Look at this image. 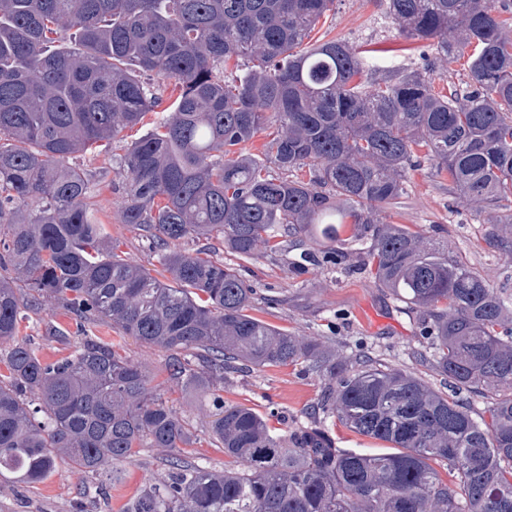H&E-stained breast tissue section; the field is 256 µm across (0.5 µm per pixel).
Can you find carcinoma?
I'll list each match as a JSON object with an SVG mask.
<instances>
[{"label": "carcinoma", "mask_w": 512, "mask_h": 512, "mask_svg": "<svg viewBox=\"0 0 512 512\" xmlns=\"http://www.w3.org/2000/svg\"><path fill=\"white\" fill-rule=\"evenodd\" d=\"M335 0H0V477L43 481L66 458L82 473L166 453L167 476L126 512H512V319L476 270L378 208L404 194L427 160L454 193L488 214V240L512 255V25L502 0H388L401 33L438 59L467 57V80L438 92L417 70H380L372 50L340 39L310 47ZM174 82L160 121L126 145L122 223L160 252L157 275L109 245L73 155L144 124L159 98L138 76ZM260 155L244 146L270 125ZM308 168L309 179L291 175ZM356 239L374 278L417 312L423 361L442 393L369 356L338 362L325 345L250 313L254 288L202 250L219 237L249 260L298 235ZM50 301L82 336L44 361L15 341ZM106 324L182 356L183 386L212 398L210 434L244 470L185 458L191 433L116 346ZM304 364L329 381L322 406L395 451L335 447L323 426L284 438L215 383L238 364ZM487 400L485 411L462 395ZM448 463L455 486L430 461Z\"/></svg>", "instance_id": "obj_1"}]
</instances>
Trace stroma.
I'll return each instance as SVG.
<instances>
[{"label":"stroma","instance_id":"35a3bbf8","mask_svg":"<svg viewBox=\"0 0 512 512\" xmlns=\"http://www.w3.org/2000/svg\"><path fill=\"white\" fill-rule=\"evenodd\" d=\"M336 38L354 47L385 52L389 64L420 69L435 63L432 74L438 89L461 83L464 61H436L426 42L403 36L389 17L386 0H335L308 39L315 45ZM122 143L76 155L77 165L91 177L90 201L108 242L143 267L158 268L157 253L143 231L122 223L118 200L127 182L120 165ZM379 218L387 224H404L428 240L447 247L451 256L465 261L493 287L512 291V256L490 246L486 218L477 214L453 192L446 172L428 162L410 170L405 193L397 203L381 206ZM180 249L204 248L238 268L255 290L253 315L298 336L318 339L338 360L371 354L392 367L421 377L436 390H444L441 376L422 365L417 352L426 342L419 336L415 313L399 307L373 278L369 259L359 244L340 234L336 262L311 265L306 252L321 253V239L302 235L291 240L286 251L258 253L242 261L227 252L217 239L185 240ZM279 297L269 305V297ZM62 336L50 335L51 327ZM69 315L50 305L20 324L21 340L33 343L47 361L73 353L81 338ZM101 339L119 347L121 354L141 366L150 387L183 418L194 435L190 458L215 470L234 468L235 462L217 448L210 436L214 408L210 397L183 387L170 372V351L146 345L106 325L95 327ZM325 380L299 365L247 368L226 374L220 394L226 403L255 409L277 434L286 435L297 425L318 417ZM162 453L141 449L135 461L120 463L97 474L76 472L68 461H59L55 472L42 482L22 485L0 479V512H125L129 503L150 480L164 478Z\"/></svg>","mask_w":512,"mask_h":512}]
</instances>
